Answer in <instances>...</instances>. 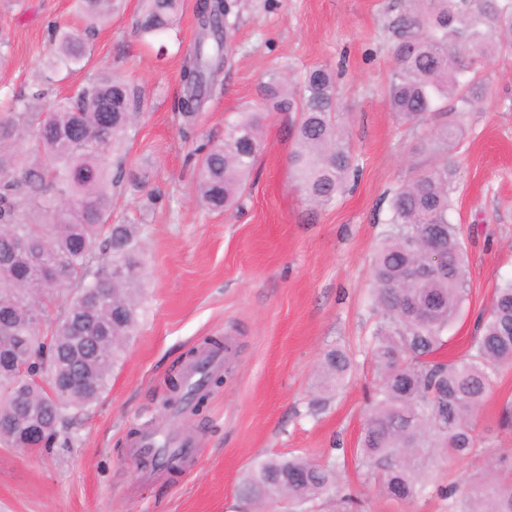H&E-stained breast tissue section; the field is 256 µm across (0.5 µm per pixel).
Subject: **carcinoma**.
Instances as JSON below:
<instances>
[{"instance_id": "carcinoma-1", "label": "carcinoma", "mask_w": 512, "mask_h": 512, "mask_svg": "<svg viewBox=\"0 0 512 512\" xmlns=\"http://www.w3.org/2000/svg\"><path fill=\"white\" fill-rule=\"evenodd\" d=\"M125 0H75L89 28L119 14ZM183 0H142L133 26L156 37L175 24ZM239 0H205L193 49L184 57L183 93L177 101L185 129H192L230 61L231 34ZM393 47V73L386 105L413 126L437 121L424 144L429 162L412 167L390 197L391 229L372 267V302L382 320L369 343L378 376L372 408L360 439L368 478L396 500L425 489L418 460L426 448H446L464 458L477 447L473 417L494 378L512 366V278L494 289L491 306L468 353L441 361V334L467 295V273L457 227L450 223L456 169L441 146L459 132L458 119L491 93L480 69L512 54V0H412L402 15ZM82 35L54 27L46 70L82 69ZM35 84L0 113V377L13 382L0 394V420L42 419V444L59 433L62 410H81L105 390L112 369L136 334L143 272L130 224L109 223L114 178L140 186L147 170L128 164L140 115L139 91L108 71L81 83L51 109ZM261 106L224 121V140L195 155L194 194L212 212L240 204L257 163L265 122L273 112L294 113L290 164L299 188L315 206L332 204L358 168L338 111L335 73L308 69L293 84L277 71L261 87ZM108 103L110 112L98 111ZM434 229L447 264L437 268L423 244ZM420 278L413 281L414 274ZM74 296H69V292ZM43 297V309L33 306ZM68 302L47 336V308ZM91 341L95 351H83ZM353 362L340 349L328 351L318 386L339 388ZM75 375L53 409H35L49 398L42 382ZM335 489L334 472L304 457H269L243 478L240 496L256 505L288 498L312 503ZM448 512H512V482L494 476L467 487L443 489Z\"/></svg>"}]
</instances>
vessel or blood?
Returning <instances> with one entry per match:
<instances>
[{
    "mask_svg": "<svg viewBox=\"0 0 512 512\" xmlns=\"http://www.w3.org/2000/svg\"><path fill=\"white\" fill-rule=\"evenodd\" d=\"M223 367L221 351L202 348L196 358L188 364L185 372L187 386H195L203 375L220 371ZM129 446L134 455L144 460L146 467L141 471L142 480L150 481L164 477L172 465H179L181 470H189L195 463V445L191 440L163 441L155 430H144L132 437Z\"/></svg>",
    "mask_w": 512,
    "mask_h": 512,
    "instance_id": "vessel-or-blood-1",
    "label": "vessel or blood"
}]
</instances>
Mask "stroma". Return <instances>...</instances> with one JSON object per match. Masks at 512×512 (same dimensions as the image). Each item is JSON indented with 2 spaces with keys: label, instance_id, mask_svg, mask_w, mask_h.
Listing matches in <instances>:
<instances>
[{
  "label": "stroma",
  "instance_id": "1",
  "mask_svg": "<svg viewBox=\"0 0 512 512\" xmlns=\"http://www.w3.org/2000/svg\"><path fill=\"white\" fill-rule=\"evenodd\" d=\"M199 0H183L177 25L140 38V0L87 35L88 66L54 84L55 94L112 71L141 95L130 162L145 164V189H114L111 221L133 224L143 264L140 324L102 395L80 414L64 410L50 451L0 439V512H243L237 487L268 456H303L331 466L359 512H448L452 481L493 474L512 480V366L502 368L477 411L478 446L467 457L430 449L427 489L391 499L367 480L357 449L376 384L367 342L379 317L371 263L390 217L389 197L423 162L430 126L399 123L385 99L395 22L405 0H241L231 64L204 105L192 136L177 110L180 69L197 35ZM73 0H0V107L40 78L48 27H80ZM323 65L338 74L340 106L359 167L326 208L300 192L289 155L291 126L266 123L261 153L240 210L215 214L196 200L190 152L224 137L225 119L260 103L272 68L301 77ZM490 95L465 115L448 147L457 170L449 218L460 229L469 294L444 332L439 359L463 355L498 280L512 277V58L482 70ZM158 192L156 204L148 191ZM228 344L224 368L192 413L168 404L171 377L207 340ZM342 347L354 365L337 394L316 388L324 353ZM157 428L195 437L198 458L184 476L138 481L130 437Z\"/></svg>",
  "mask_w": 512,
  "mask_h": 512
}]
</instances>
